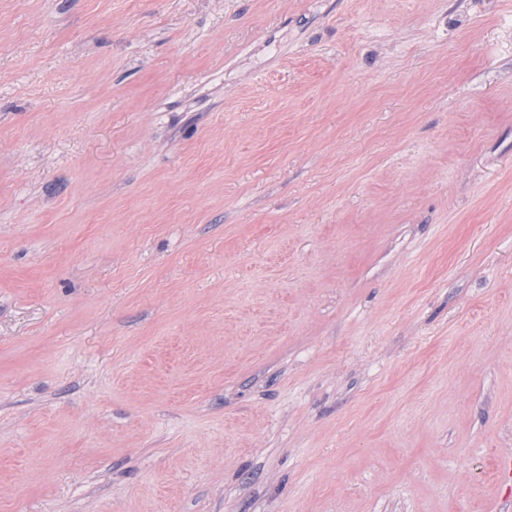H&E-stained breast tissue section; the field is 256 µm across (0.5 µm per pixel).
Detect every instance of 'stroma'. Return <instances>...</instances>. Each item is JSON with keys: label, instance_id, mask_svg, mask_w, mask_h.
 Wrapping results in <instances>:
<instances>
[{"label": "stroma", "instance_id": "35a3bbf8", "mask_svg": "<svg viewBox=\"0 0 512 512\" xmlns=\"http://www.w3.org/2000/svg\"><path fill=\"white\" fill-rule=\"evenodd\" d=\"M512 0H0V512H504Z\"/></svg>", "mask_w": 512, "mask_h": 512}]
</instances>
